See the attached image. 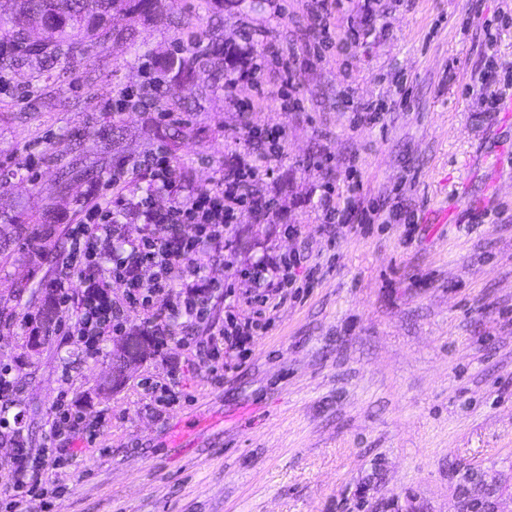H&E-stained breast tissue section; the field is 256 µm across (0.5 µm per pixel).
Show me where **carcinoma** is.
Masks as SVG:
<instances>
[{
    "instance_id": "obj_1",
    "label": "carcinoma",
    "mask_w": 512,
    "mask_h": 512,
    "mask_svg": "<svg viewBox=\"0 0 512 512\" xmlns=\"http://www.w3.org/2000/svg\"><path fill=\"white\" fill-rule=\"evenodd\" d=\"M121 7L129 15H156L169 18L170 0H0V12L9 17V27L0 36L13 46L18 60L49 61L62 49L86 54L92 49L119 48L135 41L137 30L129 26L112 27V10ZM41 28L46 36L31 42L27 32ZM249 48L226 47L212 43L211 50L202 55L172 56L163 65V72L178 82L179 91L161 92L156 107L163 112L186 108L197 82L209 77L222 66L236 68L244 64ZM81 157H75L62 170L57 192L67 191L73 175L83 172Z\"/></svg>"
}]
</instances>
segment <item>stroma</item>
Here are the masks:
<instances>
[{
  "instance_id": "stroma-1",
  "label": "stroma",
  "mask_w": 512,
  "mask_h": 512,
  "mask_svg": "<svg viewBox=\"0 0 512 512\" xmlns=\"http://www.w3.org/2000/svg\"><path fill=\"white\" fill-rule=\"evenodd\" d=\"M173 8L185 26L142 20L120 50L61 52V80L34 62L5 69L0 165L16 175L0 188V220L64 241L107 175L58 194L73 141L88 165L115 129L125 156L163 142L152 113L115 117L104 102L140 85L143 62L161 64L176 43L251 48L264 95L246 80L225 87L227 70L195 88L182 133L163 143L185 196L253 152L247 131L283 129L257 185L270 210L242 211L223 249L198 256L231 291L211 299L212 324L230 314L267 323L218 385L174 321L165 347L100 395L116 336L90 354L53 334L31 352L28 294L53 264L16 246L0 262V366L15 384L4 418L21 416L28 447L51 446L65 383L97 433L95 447L74 441L73 459L50 470L63 488L51 512H467L474 497L512 512V119L483 111L471 91L489 63L512 77V0H483L477 19L467 0H339L328 16L317 0ZM366 102L377 120L355 122ZM329 198L352 201L354 229L339 239L323 229ZM295 253V287L268 289L258 305L244 268ZM149 379L175 383L163 412L144 392Z\"/></svg>"
}]
</instances>
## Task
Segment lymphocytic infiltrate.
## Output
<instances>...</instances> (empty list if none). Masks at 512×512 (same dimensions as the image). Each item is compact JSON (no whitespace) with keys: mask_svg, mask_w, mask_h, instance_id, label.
Returning <instances> with one entry per match:
<instances>
[{"mask_svg":"<svg viewBox=\"0 0 512 512\" xmlns=\"http://www.w3.org/2000/svg\"><path fill=\"white\" fill-rule=\"evenodd\" d=\"M259 176L257 162L243 160L183 197L175 192L176 171L165 147L115 162L104 191L90 192L66 227L67 246L49 283L60 313L56 334L92 351L100 336L125 334L130 313H140L142 330L160 337L172 333L168 317L180 318L187 330L183 342L191 347L194 364L206 369L212 381L221 382L224 374L217 362L222 352L246 356L254 326H211L207 339L197 340L193 330L209 324V301L221 287L208 280L196 259L205 246L223 245L226 230L242 210L266 208L256 191ZM138 179L147 182L145 192L135 191ZM158 194L169 195L168 206H156ZM127 215L139 220L143 229L123 248L113 249L112 239L121 233L120 219ZM114 283L123 287L122 298L109 297ZM163 297L171 300L165 317L156 309ZM83 421L68 390H61L51 417V437L69 442L81 435L95 443V433L84 430ZM59 460L56 448L34 454L23 449L7 463L0 471V497L11 512H30L44 491L43 469L56 467Z\"/></svg>","mask_w":512,"mask_h":512,"instance_id":"obj_1","label":"lymphocytic infiltrate"}]
</instances>
